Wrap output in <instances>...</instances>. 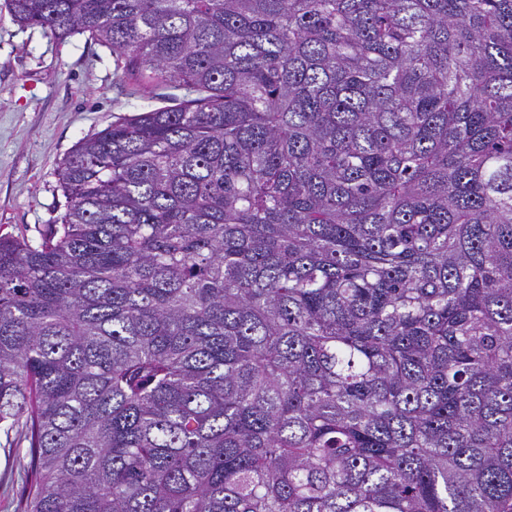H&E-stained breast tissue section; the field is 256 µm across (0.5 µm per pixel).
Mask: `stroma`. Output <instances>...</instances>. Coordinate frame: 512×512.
<instances>
[{
    "label": "stroma",
    "mask_w": 512,
    "mask_h": 512,
    "mask_svg": "<svg viewBox=\"0 0 512 512\" xmlns=\"http://www.w3.org/2000/svg\"><path fill=\"white\" fill-rule=\"evenodd\" d=\"M111 51L14 22L0 0V234L39 239L64 211L57 169L83 138L143 107ZM0 447V512H24L26 479Z\"/></svg>",
    "instance_id": "stroma-1"
}]
</instances>
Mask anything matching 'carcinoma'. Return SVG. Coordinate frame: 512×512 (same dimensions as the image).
<instances>
[{
    "instance_id": "obj_1",
    "label": "carcinoma",
    "mask_w": 512,
    "mask_h": 512,
    "mask_svg": "<svg viewBox=\"0 0 512 512\" xmlns=\"http://www.w3.org/2000/svg\"><path fill=\"white\" fill-rule=\"evenodd\" d=\"M6 7L171 101L0 235L27 512H512V0Z\"/></svg>"
}]
</instances>
